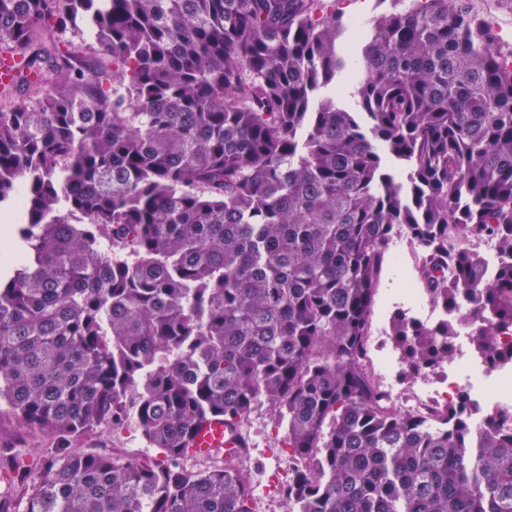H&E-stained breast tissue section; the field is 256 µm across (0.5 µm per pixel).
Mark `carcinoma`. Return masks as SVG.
<instances>
[{
    "label": "carcinoma",
    "mask_w": 512,
    "mask_h": 512,
    "mask_svg": "<svg viewBox=\"0 0 512 512\" xmlns=\"http://www.w3.org/2000/svg\"><path fill=\"white\" fill-rule=\"evenodd\" d=\"M392 2L349 45L336 0H0V402L56 448L0 442L21 512H252L244 474L183 461L211 416L249 447L262 403L289 512H512V412L392 411L363 362L395 237L436 306L470 303L394 315L406 377L463 323L512 362V61L469 0ZM131 406L159 463L71 450Z\"/></svg>",
    "instance_id": "obj_1"
}]
</instances>
